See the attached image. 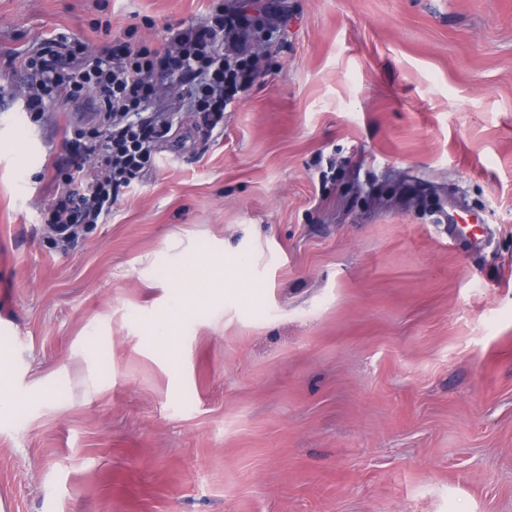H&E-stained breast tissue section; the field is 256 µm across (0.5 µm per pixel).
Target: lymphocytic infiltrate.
<instances>
[{
  "label": "lymphocytic infiltrate",
  "instance_id": "lymphocytic-infiltrate-1",
  "mask_svg": "<svg viewBox=\"0 0 512 512\" xmlns=\"http://www.w3.org/2000/svg\"><path fill=\"white\" fill-rule=\"evenodd\" d=\"M288 16L284 10L252 17L239 0H218L202 22L168 25L162 44L113 41L99 55L59 32L44 39L35 56L21 64L30 73L26 107L45 111L48 103L89 100L96 115L90 127L69 142L71 163L82 168L95 160L98 171L86 182L64 175L47 224L59 241L70 242L81 224L111 216L124 193L154 161L156 144L173 126L179 105L158 109L162 79L181 83L192 111L209 130H223L224 111L240 92L253 86L260 55H272ZM263 42V54L253 50Z\"/></svg>",
  "mask_w": 512,
  "mask_h": 512
}]
</instances>
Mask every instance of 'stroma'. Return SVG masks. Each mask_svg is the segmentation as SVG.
Listing matches in <instances>:
<instances>
[{"instance_id": "35a3bbf8", "label": "stroma", "mask_w": 512, "mask_h": 512, "mask_svg": "<svg viewBox=\"0 0 512 512\" xmlns=\"http://www.w3.org/2000/svg\"><path fill=\"white\" fill-rule=\"evenodd\" d=\"M278 2L223 136L182 112L66 244L54 163L93 115L25 111L12 54L211 0H0L5 512H512V0Z\"/></svg>"}]
</instances>
